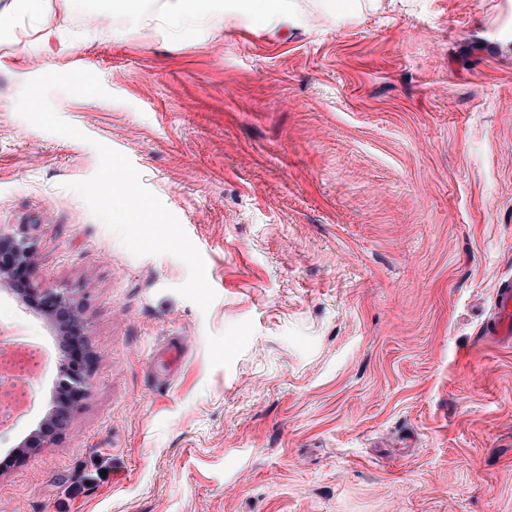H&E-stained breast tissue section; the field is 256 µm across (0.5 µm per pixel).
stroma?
<instances>
[{
  "instance_id": "1",
  "label": "stroma",
  "mask_w": 512,
  "mask_h": 512,
  "mask_svg": "<svg viewBox=\"0 0 512 512\" xmlns=\"http://www.w3.org/2000/svg\"><path fill=\"white\" fill-rule=\"evenodd\" d=\"M0 0V231L74 295L87 394L0 475V512H512V342L484 334L512 277V0ZM54 92L77 140L20 117ZM126 155L197 243L216 293L134 256L69 185ZM41 366L12 455L51 408L53 324L0 291ZM185 354L171 380L161 344ZM207 0H172L166 5L165 17L172 27L188 23L204 22L209 26H220L226 21L223 14H216L204 6Z\"/></svg>"
}]
</instances>
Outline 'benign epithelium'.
Returning <instances> with one entry per match:
<instances>
[{
  "label": "benign epithelium",
  "instance_id": "obj_1",
  "mask_svg": "<svg viewBox=\"0 0 512 512\" xmlns=\"http://www.w3.org/2000/svg\"><path fill=\"white\" fill-rule=\"evenodd\" d=\"M34 273L33 245L24 237L0 233V285L14 294L26 309L57 326L64 352L61 380L53 395L52 408L39 429L21 442L23 448H45L56 441L86 393L89 379L84 325L75 309L73 295L43 287L34 279Z\"/></svg>",
  "mask_w": 512,
  "mask_h": 512
}]
</instances>
